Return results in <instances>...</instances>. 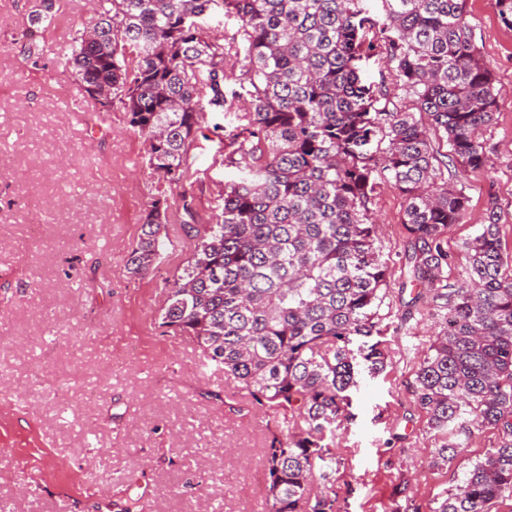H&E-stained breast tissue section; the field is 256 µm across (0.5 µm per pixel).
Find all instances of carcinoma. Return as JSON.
<instances>
[{
  "instance_id": "1",
  "label": "carcinoma",
  "mask_w": 512,
  "mask_h": 512,
  "mask_svg": "<svg viewBox=\"0 0 512 512\" xmlns=\"http://www.w3.org/2000/svg\"><path fill=\"white\" fill-rule=\"evenodd\" d=\"M359 2L95 0V36L74 38L69 63L84 92L94 87L126 112L149 144L148 166L174 185L207 108L246 105L224 146L234 178L222 214L195 226L192 256L166 285L160 326L283 416L286 430L266 452L268 512H337L327 483L355 384L349 344L372 334L365 309L390 274L366 223L378 177L404 199L408 273L440 321L412 383L428 428L448 435L432 466H448L475 432L501 431L499 446L432 512H491L512 490V259L492 220L464 243L468 284H448L444 235L469 199L444 168L490 165L484 133L499 89L464 0H383L379 34L412 107L376 97L359 75ZM219 4L237 22L222 43L204 26ZM54 8L40 0L31 15L29 53ZM229 55L238 68L225 69ZM168 208L150 202L125 261L131 276L160 259Z\"/></svg>"
}]
</instances>
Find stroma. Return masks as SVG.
Masks as SVG:
<instances>
[{
	"mask_svg": "<svg viewBox=\"0 0 512 512\" xmlns=\"http://www.w3.org/2000/svg\"><path fill=\"white\" fill-rule=\"evenodd\" d=\"M35 3L0 0V113L9 115L0 123V512H117L129 495L144 512H267L254 474L265 469L277 414L253 405L223 370L200 369L198 348L160 326L165 286L194 248L183 225L212 224L222 212L233 173L220 140L241 112L207 113L181 185L168 184L149 168L148 144L125 112L85 97L66 63L73 35L92 22L90 0H56L31 56L24 35ZM464 9L502 94L485 134L490 167L447 173L469 198L446 236L454 285L468 266L465 240L488 219L512 254V30L494 0H465ZM367 38L376 49L361 65L363 84L407 104L379 35ZM158 197L169 204L166 248L133 277L125 259ZM369 208L391 274L381 304L368 309L380 337L350 344L356 384L329 489L340 512H430L500 434L477 432L449 466L431 467L444 437L428 430L410 383L436 321L400 272L410 247L402 197L380 181ZM378 340L388 355L380 373L365 359Z\"/></svg>",
	"mask_w": 512,
	"mask_h": 512,
	"instance_id": "stroma-1",
	"label": "stroma"
}]
</instances>
